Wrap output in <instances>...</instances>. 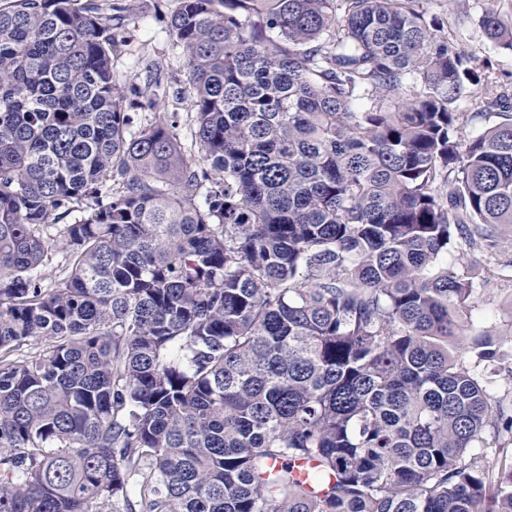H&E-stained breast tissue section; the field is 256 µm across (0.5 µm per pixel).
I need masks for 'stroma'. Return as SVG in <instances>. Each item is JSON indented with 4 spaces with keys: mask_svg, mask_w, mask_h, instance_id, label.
I'll list each match as a JSON object with an SVG mask.
<instances>
[{
    "mask_svg": "<svg viewBox=\"0 0 512 512\" xmlns=\"http://www.w3.org/2000/svg\"><path fill=\"white\" fill-rule=\"evenodd\" d=\"M119 34L127 42L124 54L114 61V70L125 85L128 99L144 101L145 85L138 73L143 67L141 51L152 47L169 73L184 80L185 71L179 58L170 55L173 42L169 19L178 0H131ZM427 16L440 19L449 41L477 56L481 80L469 87L467 94L454 102L453 108L463 117L464 132L472 137L500 121L496 111L486 109L490 96L512 99V51L500 47L485 34L482 20L496 13L512 27V0H421ZM470 260L483 271L474 284L472 301L461 314L467 334L486 333L494 340L501 358L505 378L496 389L498 397L512 400V225L497 227L488 247L470 253Z\"/></svg>",
    "mask_w": 512,
    "mask_h": 512,
    "instance_id": "1",
    "label": "stroma"
}]
</instances>
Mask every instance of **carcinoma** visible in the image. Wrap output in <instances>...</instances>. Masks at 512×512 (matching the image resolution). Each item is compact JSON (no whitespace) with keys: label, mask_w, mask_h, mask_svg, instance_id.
Instances as JSON below:
<instances>
[{"label":"carcinoma","mask_w":512,"mask_h":512,"mask_svg":"<svg viewBox=\"0 0 512 512\" xmlns=\"http://www.w3.org/2000/svg\"><path fill=\"white\" fill-rule=\"evenodd\" d=\"M419 2L179 0L200 165L129 112L131 6L0 4V512H512V463L465 457L512 441L492 343L452 352L478 273L443 262L512 225V119L462 137L477 59Z\"/></svg>","instance_id":"cac0c4a2"}]
</instances>
